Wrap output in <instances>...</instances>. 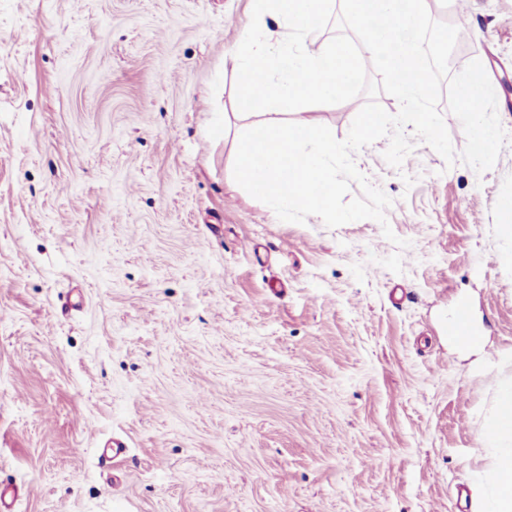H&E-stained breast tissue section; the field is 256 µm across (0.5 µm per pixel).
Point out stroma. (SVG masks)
Here are the masks:
<instances>
[{
    "label": "stroma",
    "instance_id": "35a3bbf8",
    "mask_svg": "<svg viewBox=\"0 0 512 512\" xmlns=\"http://www.w3.org/2000/svg\"><path fill=\"white\" fill-rule=\"evenodd\" d=\"M512 135V0H469ZM252 0H0V480L15 512H486L512 387V139L354 155L392 200L285 222L236 185ZM347 103L302 118L345 139ZM406 240L398 248L396 239ZM470 305L482 345L447 334ZM127 444L116 462L99 446Z\"/></svg>",
    "mask_w": 512,
    "mask_h": 512
}]
</instances>
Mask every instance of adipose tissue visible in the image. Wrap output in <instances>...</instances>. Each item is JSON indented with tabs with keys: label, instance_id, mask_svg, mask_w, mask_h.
<instances>
[{
	"label": "adipose tissue",
	"instance_id": "obj_1",
	"mask_svg": "<svg viewBox=\"0 0 512 512\" xmlns=\"http://www.w3.org/2000/svg\"><path fill=\"white\" fill-rule=\"evenodd\" d=\"M497 418L500 427L487 435L486 441L499 449L500 455L484 477L489 485L490 512H512V389L501 393Z\"/></svg>",
	"mask_w": 512,
	"mask_h": 512
}]
</instances>
